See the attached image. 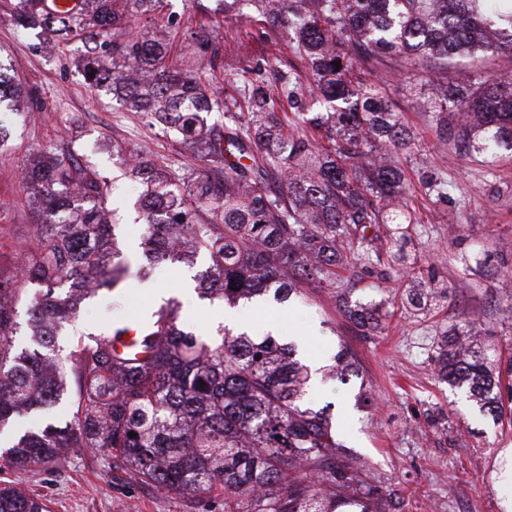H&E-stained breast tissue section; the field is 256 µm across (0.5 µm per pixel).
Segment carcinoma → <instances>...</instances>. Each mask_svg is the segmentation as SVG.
<instances>
[{
  "label": "carcinoma",
  "mask_w": 512,
  "mask_h": 512,
  "mask_svg": "<svg viewBox=\"0 0 512 512\" xmlns=\"http://www.w3.org/2000/svg\"><path fill=\"white\" fill-rule=\"evenodd\" d=\"M35 2L19 0L17 25L59 39L93 38L83 68L89 87L112 89L125 108L197 145L200 161L211 165L213 175L186 196L158 163L129 164L145 187L140 272L191 266L203 254L210 263L197 274L199 293L229 304L362 279L381 263L377 229L390 224L392 239L409 237L403 172L373 155L380 140L405 146L404 129L380 87L352 84L356 66L380 55L422 69L479 52L512 56V0H255L272 29L288 30L339 127L329 129L321 112L277 115L261 86L244 89L246 111L234 124L209 126L202 113L223 111L224 100L190 69L165 66L166 44L152 32L99 40L153 12L157 0H94V11L80 15ZM433 119L439 137L497 161L512 153V79L445 87ZM312 131L325 132L332 147L320 146ZM25 181L39 224L18 277L36 291L21 323V289L0 281V434L11 433L0 469L46 467L61 448H88L160 491L220 487L224 512H398L395 495L359 479L343 457L330 415L303 404L308 370L291 345L246 333L197 336L163 308L130 346L82 334L62 355L59 338L81 300L117 287L127 267L111 243L105 182L75 163L71 150L41 154ZM341 311L363 336L381 326L373 304L344 297ZM478 336L472 322L446 330L435 355L438 378L468 389L493 419H511L512 360L503 363ZM330 373L342 382L356 374L349 351L340 350ZM62 403L66 420L41 425L37 413ZM0 512L50 510L7 485Z\"/></svg>",
  "instance_id": "carcinoma-1"
}]
</instances>
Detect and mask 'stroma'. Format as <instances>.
<instances>
[{
    "label": "stroma",
    "instance_id": "1",
    "mask_svg": "<svg viewBox=\"0 0 512 512\" xmlns=\"http://www.w3.org/2000/svg\"><path fill=\"white\" fill-rule=\"evenodd\" d=\"M12 0H0V67L29 99L30 117H16L0 146V279H13L19 246L34 238L35 205L24 172L47 145L70 148L83 165L97 171L114 212L121 257L129 273L119 288L86 299L78 331L97 334L127 313L177 307L181 329L214 334L225 314L258 319L279 342L299 348L303 364L318 363L319 385H307L304 403L329 407L339 440L361 476L397 491L400 512H507L512 489L500 475L512 473V423L483 416L469 393L448 386L435 373L434 355L442 330L463 320L481 328L485 344L512 356V158L486 166L482 157L460 156L454 143H441L430 103L439 85L463 86L488 75L512 76V55L464 59L443 73L401 68L388 57L359 65L353 82L381 85L406 130L409 146L395 155L404 173L406 202L415 224L405 256L394 255L388 236L377 246L383 264L377 274L346 287L351 301L382 305L383 327L364 336L352 329L333 291L303 286L281 303L272 296L229 306L201 298L186 288L194 267L162 264L145 279L136 272L142 259L139 210L142 188L130 181L124 161L149 158L185 179L205 168L196 151L185 148L156 121L120 106L106 88L93 89L82 76L87 50L83 38L47 41L20 29L11 17ZM151 26L168 45L167 62L188 64L201 81L221 92L220 124L239 109L243 83L263 85L277 112L311 105L315 87L306 62L289 47L287 31H273L253 0H161ZM206 28L215 47L202 54L190 37ZM297 79L295 99L280 92L281 76ZM448 182V197L429 195L431 179ZM477 257L465 269L461 254ZM353 352L357 376L340 383L329 375L340 348ZM0 479L45 499L51 512H224V492L167 493L134 481L106 454L62 449L49 468L4 469Z\"/></svg>",
    "mask_w": 512,
    "mask_h": 512
}]
</instances>
